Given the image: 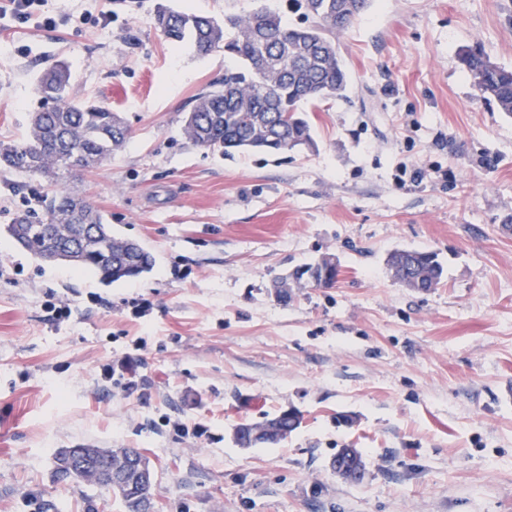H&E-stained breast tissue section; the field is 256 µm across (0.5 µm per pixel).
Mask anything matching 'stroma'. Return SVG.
Instances as JSON below:
<instances>
[{
  "mask_svg": "<svg viewBox=\"0 0 512 512\" xmlns=\"http://www.w3.org/2000/svg\"><path fill=\"white\" fill-rule=\"evenodd\" d=\"M156 3L46 0L68 24L0 23V139L65 60L131 135L64 185L155 258L112 284L37 259L2 229L44 192L0 171V512H124L57 481L62 448L138 449L157 512H512V115L460 62L478 44L512 67V0H376L338 37L349 86L311 113L314 148L229 156L182 135L224 53L170 44ZM396 249L435 252L441 283H397ZM327 255L334 287L294 279ZM289 409L287 439L235 444ZM344 448L362 480L333 472Z\"/></svg>",
  "mask_w": 512,
  "mask_h": 512,
  "instance_id": "35a3bbf8",
  "label": "stroma"
}]
</instances>
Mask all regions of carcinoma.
Segmentation results:
<instances>
[{"label": "carcinoma", "mask_w": 512, "mask_h": 512, "mask_svg": "<svg viewBox=\"0 0 512 512\" xmlns=\"http://www.w3.org/2000/svg\"><path fill=\"white\" fill-rule=\"evenodd\" d=\"M304 24L285 26L263 0L242 15L220 21L211 15L177 11L159 0L155 25L170 43L206 54L215 48L237 61L194 99L182 134L192 146L226 153H282L315 146L305 106L340 97L349 83L348 69L336 45V33L363 14L371 0H293ZM461 63L482 96L512 115V68L493 62L480 46L464 50ZM37 90L43 106L31 113L22 140H0V168L37 176L51 190L39 215L18 211L6 234L34 257L61 249L70 264L97 273L106 282L150 272L154 257L138 242L112 235L104 215L86 198L60 186L64 175L86 170L112 157L130 138L123 117L112 107L73 95L72 72L63 62L49 64ZM387 264L395 279L415 291H428L442 280L437 254L396 250ZM301 424L276 413L261 423L234 429L242 448L276 444ZM112 467L122 469L141 454L133 448L108 449ZM156 484L118 487L126 512H139V500L154 498Z\"/></svg>", "instance_id": "carcinoma-1"}]
</instances>
